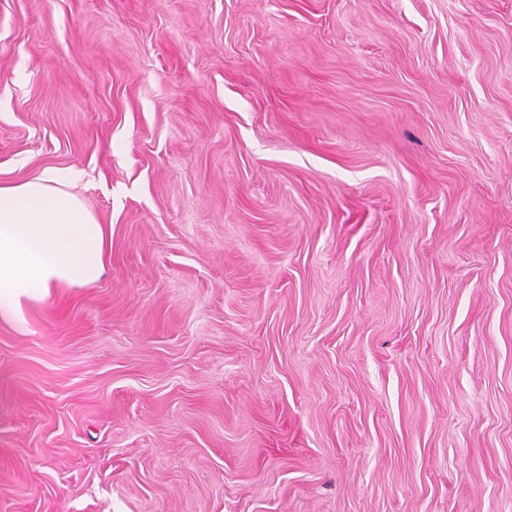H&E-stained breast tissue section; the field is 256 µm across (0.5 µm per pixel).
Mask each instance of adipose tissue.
Returning a JSON list of instances; mask_svg holds the SVG:
<instances>
[{"label": "adipose tissue", "instance_id": "ef3b65f1", "mask_svg": "<svg viewBox=\"0 0 512 512\" xmlns=\"http://www.w3.org/2000/svg\"><path fill=\"white\" fill-rule=\"evenodd\" d=\"M47 170L18 184H0V322L30 331L24 309L52 289L87 286L104 271L105 228Z\"/></svg>", "mask_w": 512, "mask_h": 512}]
</instances>
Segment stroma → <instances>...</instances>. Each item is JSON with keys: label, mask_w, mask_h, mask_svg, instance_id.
Returning <instances> with one entry per match:
<instances>
[{"label": "stroma", "mask_w": 512, "mask_h": 512, "mask_svg": "<svg viewBox=\"0 0 512 512\" xmlns=\"http://www.w3.org/2000/svg\"><path fill=\"white\" fill-rule=\"evenodd\" d=\"M102 277L0 323V512H512V0H0V183Z\"/></svg>", "instance_id": "35a3bbf8"}]
</instances>
